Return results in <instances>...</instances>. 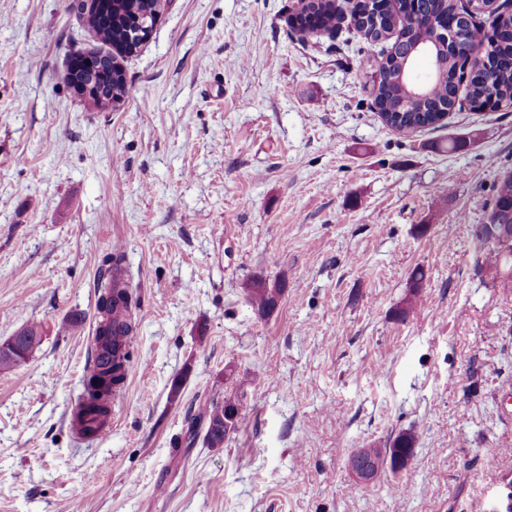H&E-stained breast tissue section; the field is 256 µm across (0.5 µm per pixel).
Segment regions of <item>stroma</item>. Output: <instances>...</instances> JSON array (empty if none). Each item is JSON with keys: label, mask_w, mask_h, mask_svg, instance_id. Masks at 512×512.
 Listing matches in <instances>:
<instances>
[{"label": "stroma", "mask_w": 512, "mask_h": 512, "mask_svg": "<svg viewBox=\"0 0 512 512\" xmlns=\"http://www.w3.org/2000/svg\"><path fill=\"white\" fill-rule=\"evenodd\" d=\"M299 0H160L104 111L69 83L75 0H0V512H487L512 480V286L475 225L512 109L398 132L348 19ZM125 256L138 329L112 424L78 437L95 286ZM420 285H413L415 271ZM283 283L259 317L251 275ZM414 308H407L411 296ZM237 388L223 447L188 419ZM415 437L359 481L351 452ZM333 0H308L303 6L302 14L297 19V23L305 26L310 23V18L327 27L336 16L337 6L332 3ZM44 333L41 324L31 323L20 329L18 341L20 350L17 352L0 353V372H7L14 366L25 362L32 352L37 348Z\"/></svg>", "instance_id": "stroma-1"}]
</instances>
